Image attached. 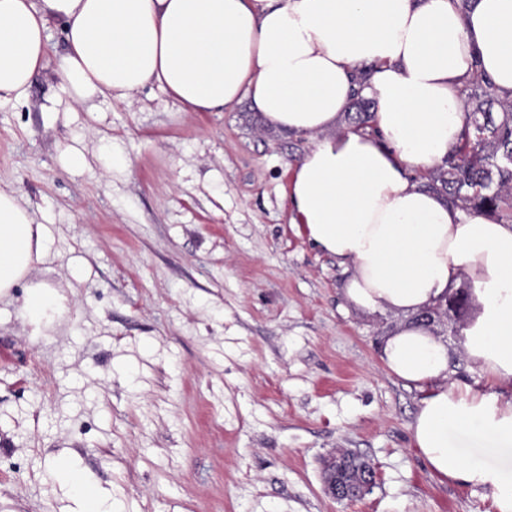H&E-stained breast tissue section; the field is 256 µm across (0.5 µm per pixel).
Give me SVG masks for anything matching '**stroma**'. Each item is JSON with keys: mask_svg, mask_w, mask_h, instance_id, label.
Here are the masks:
<instances>
[{"mask_svg": "<svg viewBox=\"0 0 512 512\" xmlns=\"http://www.w3.org/2000/svg\"><path fill=\"white\" fill-rule=\"evenodd\" d=\"M49 44L27 100L0 108V186L46 235L0 300V512H79L66 465L116 512H500L494 487L441 481L411 446L422 394L381 359L404 317L352 305L351 266L292 223L311 138L153 85L70 108L63 22ZM37 283L58 295L39 327ZM479 311L431 325L450 382H481L456 336ZM338 449L377 473L361 499L324 492ZM55 305V292L44 284H36L24 302L23 312L31 324L39 325L49 320Z\"/></svg>", "mask_w": 512, "mask_h": 512, "instance_id": "35a3bbf8", "label": "stroma"}]
</instances>
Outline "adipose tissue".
I'll return each instance as SVG.
<instances>
[{"instance_id": "adipose-tissue-1", "label": "adipose tissue", "mask_w": 512, "mask_h": 512, "mask_svg": "<svg viewBox=\"0 0 512 512\" xmlns=\"http://www.w3.org/2000/svg\"><path fill=\"white\" fill-rule=\"evenodd\" d=\"M57 20L73 105L153 84L185 112L246 98L273 126L313 137L289 187L293 223L352 266L351 303L405 316L381 359L423 393L408 429L428 468L495 487L512 512V468L481 465L459 443L512 452V223L465 213L411 178L459 142V90L475 73L512 97V0H0V106L28 97ZM363 69L377 132L334 134ZM44 249L41 225L0 187V299ZM462 277L482 305L462 330L479 388L448 383V347L417 321Z\"/></svg>"}]
</instances>
